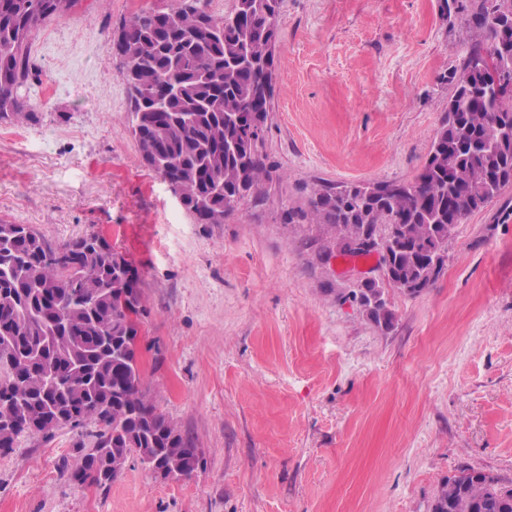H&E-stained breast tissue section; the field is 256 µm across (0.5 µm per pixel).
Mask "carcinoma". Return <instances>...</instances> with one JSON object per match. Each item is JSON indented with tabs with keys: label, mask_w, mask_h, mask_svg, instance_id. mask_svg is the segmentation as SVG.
I'll return each instance as SVG.
<instances>
[{
	"label": "carcinoma",
	"mask_w": 512,
	"mask_h": 512,
	"mask_svg": "<svg viewBox=\"0 0 512 512\" xmlns=\"http://www.w3.org/2000/svg\"><path fill=\"white\" fill-rule=\"evenodd\" d=\"M74 0H0V120L29 117L17 91L39 77L29 36ZM184 0L142 10L127 23L131 35L120 54L128 87L153 98L180 88L162 113L130 96L129 126L141 156L161 148L151 167L176 186L182 207L199 224H222L250 195L273 180L266 163L265 129L275 89L279 0H235L216 18L210 0ZM481 40L469 48L451 76L453 94L424 165L411 182H318L306 208H291L287 224H317V252L333 257L377 255L396 276L392 286L416 296L441 275L451 228L512 185V149L489 152L500 134L512 138V45L501 50L499 27L512 23V0H454ZM495 57L498 84L483 81L482 63ZM394 224L391 247L354 250L363 229ZM362 314L378 327L393 325L386 287L358 286ZM142 306L141 280L126 256L98 234L52 245L27 224L0 220V323L15 326L0 339V451L18 436L51 434L92 422L91 447L72 472L100 488L135 454L146 467L175 478L191 475L201 452L195 442L151 402L143 386L135 317ZM431 512H512V484L486 471L463 469L449 477Z\"/></svg>",
	"instance_id": "cac0c4a2"
}]
</instances>
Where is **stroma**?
Here are the masks:
<instances>
[{
    "instance_id": "obj_1",
    "label": "stroma",
    "mask_w": 512,
    "mask_h": 512,
    "mask_svg": "<svg viewBox=\"0 0 512 512\" xmlns=\"http://www.w3.org/2000/svg\"><path fill=\"white\" fill-rule=\"evenodd\" d=\"M167 0H80L30 36L41 79L0 121V219L53 243L105 236L137 270L153 403L203 464L161 482L130 456L109 488L71 479L79 432L0 455V512H430L449 476L512 482V185L455 227L437 281L388 291L376 328L353 262L287 224L312 184L415 179L478 38L452 0H280L266 132L273 180L198 224L143 162L112 39ZM357 289L352 294H359L362 314L376 326L389 329L393 325L394 313L387 299V287L360 284Z\"/></svg>"
}]
</instances>
